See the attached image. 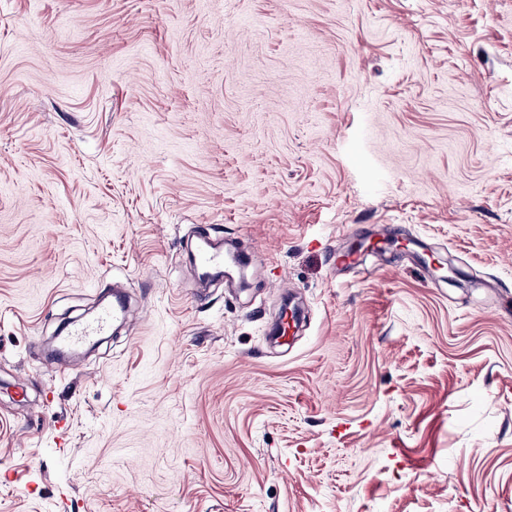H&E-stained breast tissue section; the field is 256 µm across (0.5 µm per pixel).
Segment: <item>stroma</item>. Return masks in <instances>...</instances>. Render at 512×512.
Returning a JSON list of instances; mask_svg holds the SVG:
<instances>
[{
    "mask_svg": "<svg viewBox=\"0 0 512 512\" xmlns=\"http://www.w3.org/2000/svg\"><path fill=\"white\" fill-rule=\"evenodd\" d=\"M0 512H512V0H0ZM202 278L224 267V252L218 248L200 249L195 256ZM133 320V309L127 305L122 292L117 290L112 303L104 305L92 320L74 323L62 337L60 345L64 349H76L96 336L104 335L113 323H127Z\"/></svg>",
    "mask_w": 512,
    "mask_h": 512,
    "instance_id": "stroma-1",
    "label": "stroma"
}]
</instances>
